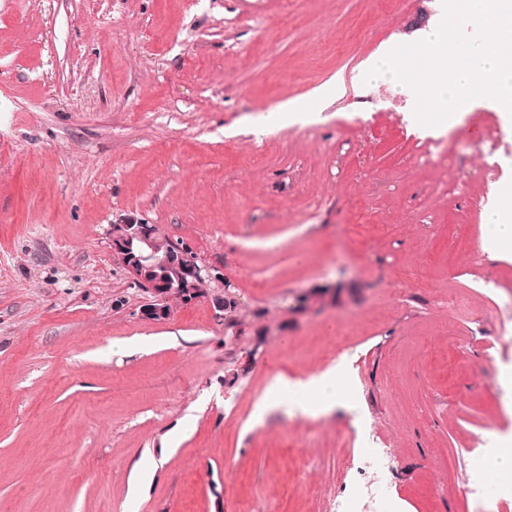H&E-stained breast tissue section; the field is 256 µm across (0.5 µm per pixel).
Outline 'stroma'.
<instances>
[{
    "instance_id": "1",
    "label": "stroma",
    "mask_w": 512,
    "mask_h": 512,
    "mask_svg": "<svg viewBox=\"0 0 512 512\" xmlns=\"http://www.w3.org/2000/svg\"><path fill=\"white\" fill-rule=\"evenodd\" d=\"M440 3L0 0V512H325L361 421L393 444L394 512H467L473 447L512 438L490 300L512 249L479 243L483 201L512 196V121L473 99L420 164L413 90L362 76ZM334 79L311 121L255 126ZM359 209L382 231L339 246ZM130 213L234 284L230 319L141 317L109 240ZM343 354L346 416L256 418L275 376Z\"/></svg>"
}]
</instances>
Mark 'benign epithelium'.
<instances>
[{
    "mask_svg": "<svg viewBox=\"0 0 512 512\" xmlns=\"http://www.w3.org/2000/svg\"><path fill=\"white\" fill-rule=\"evenodd\" d=\"M156 225L129 214L110 229L113 258L126 271L132 283L148 294L142 316L165 321L172 315L171 302L188 305L200 300L212 303L224 316V299L205 288L203 268L196 257L182 246L159 239Z\"/></svg>",
    "mask_w": 512,
    "mask_h": 512,
    "instance_id": "7a95c632",
    "label": "benign epithelium"
}]
</instances>
